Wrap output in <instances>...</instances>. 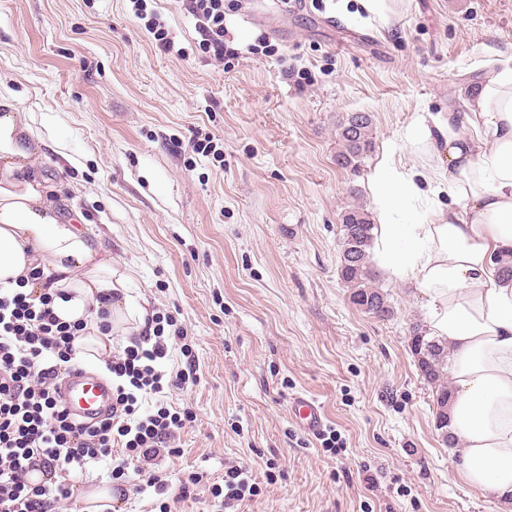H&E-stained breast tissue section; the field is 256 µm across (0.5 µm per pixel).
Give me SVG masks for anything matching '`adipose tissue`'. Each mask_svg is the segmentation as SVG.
I'll use <instances>...</instances> for the list:
<instances>
[{
  "mask_svg": "<svg viewBox=\"0 0 512 512\" xmlns=\"http://www.w3.org/2000/svg\"><path fill=\"white\" fill-rule=\"evenodd\" d=\"M448 193L454 203L421 219V189L389 165L373 173L379 218L374 261L419 288L429 330L451 352L448 423L463 445L460 472L472 487L512 501V279L493 257L512 252V63L489 65L480 88L448 115ZM129 278L64 218L37 165L25 112L0 98V286L54 296L64 321L85 322L96 355L112 350L97 310L147 324L132 309Z\"/></svg>",
  "mask_w": 512,
  "mask_h": 512,
  "instance_id": "obj_1",
  "label": "adipose tissue"
}]
</instances>
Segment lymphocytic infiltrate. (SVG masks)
Listing matches in <instances>:
<instances>
[{
    "label": "lymphocytic infiltrate",
    "instance_id": "lymphocytic-infiltrate-1",
    "mask_svg": "<svg viewBox=\"0 0 512 512\" xmlns=\"http://www.w3.org/2000/svg\"><path fill=\"white\" fill-rule=\"evenodd\" d=\"M189 9L205 48L227 61L236 58V50L224 44V0H190ZM52 304L47 293L0 289V512H53L74 497L71 473L116 448L123 464L144 472L147 487L164 491L169 481L151 465L194 420L190 410H170L166 398L198 381L195 357L175 330L174 317H152V335L106 360L114 379L112 412L88 426L71 418L57 399V384L74 368L75 342L86 326L63 321ZM174 340L185 366L171 374L162 362ZM32 470L42 472L41 484L29 483Z\"/></svg>",
    "mask_w": 512,
    "mask_h": 512
}]
</instances>
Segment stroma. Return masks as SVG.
<instances>
[{
  "mask_svg": "<svg viewBox=\"0 0 512 512\" xmlns=\"http://www.w3.org/2000/svg\"><path fill=\"white\" fill-rule=\"evenodd\" d=\"M0 0V96L28 117L65 212L129 277L132 304L176 317L199 381L169 397L195 422L164 458L202 474L171 512H220L213 487L246 461L257 496L229 512H501L468 485L435 427L433 389L408 346L428 324L413 285L378 272L394 314L357 311L338 275L340 216L373 208L381 162L419 172L498 50L512 55V0H397L388 21L358 0H224L233 67L201 47L184 0ZM271 53L250 54L258 40ZM374 115L357 173L336 164V125ZM320 404L337 450L291 417ZM274 469H267V462ZM107 460L77 475V505L120 486L114 512H159L154 490Z\"/></svg>",
  "mask_w": 512,
  "mask_h": 512,
  "instance_id": "stroma-1",
  "label": "stroma"
}]
</instances>
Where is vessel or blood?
I'll use <instances>...</instances> for the list:
<instances>
[{
  "label": "vessel or blood",
  "mask_w": 512,
  "mask_h": 512,
  "mask_svg": "<svg viewBox=\"0 0 512 512\" xmlns=\"http://www.w3.org/2000/svg\"><path fill=\"white\" fill-rule=\"evenodd\" d=\"M61 399L66 408L77 415L96 420L112 403V385L95 371L79 366L66 374L60 386ZM291 408L301 425L312 432L323 425V413L313 399L294 396Z\"/></svg>",
  "instance_id": "vessel-or-blood-1"
}]
</instances>
